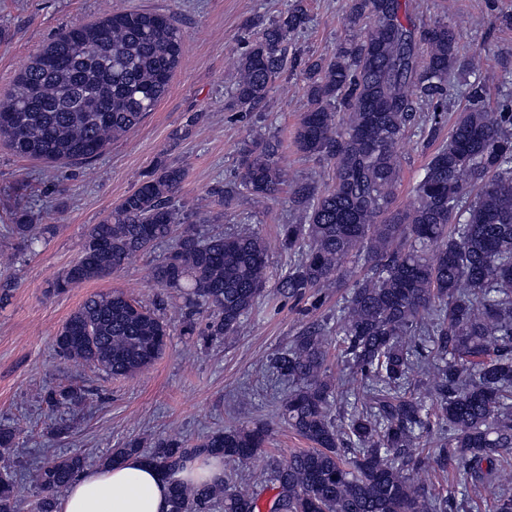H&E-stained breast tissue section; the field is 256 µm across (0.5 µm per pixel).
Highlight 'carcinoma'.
Wrapping results in <instances>:
<instances>
[{"instance_id": "carcinoma-1", "label": "carcinoma", "mask_w": 512, "mask_h": 512, "mask_svg": "<svg viewBox=\"0 0 512 512\" xmlns=\"http://www.w3.org/2000/svg\"><path fill=\"white\" fill-rule=\"evenodd\" d=\"M349 23L361 33L308 69V105L294 136L298 151L334 164L332 184L311 197L297 224H284L281 245L296 255L281 291L301 298L336 288L346 262L367 267L336 314L305 330L268 363L287 389L278 414L312 447L284 463L265 454L262 425L214 431L188 443L159 440L145 455L170 480V512H260L259 490L231 473L213 482L177 478L201 457L241 469L263 460L261 486L274 491L266 512H462L495 487L493 512H512V107H484L470 91L415 187L393 207L399 183L395 149L416 113H439L458 90L455 75L474 70L458 55L444 22L416 27L405 0H350ZM300 0L261 28L240 60L231 105L254 112L288 68V43L305 27ZM184 32L165 14L125 11L72 27L16 77L0 115V141L17 155L73 165L98 157L138 127L168 91L180 65ZM280 144H244L237 191L277 195L284 185ZM184 168L163 164L144 176L117 209L89 228L80 255L53 287L103 279L155 243L175 237L153 279L178 292L187 309L184 334L235 335L264 296L267 246L255 233L200 235L180 220L173 199ZM55 230L24 211L9 225L30 252ZM209 312L197 329L193 316ZM169 336L156 311L124 293L94 292L56 336L66 360L114 378L153 364ZM351 387L337 390L330 337ZM426 385L430 402L416 396ZM56 407L76 406L80 391H53ZM443 433L432 437L434 425ZM17 433L0 428V512H20L9 476ZM429 447L424 454L418 448ZM87 465L55 457L38 466L31 512H56L59 497ZM426 467L453 470L446 489L415 482Z\"/></svg>"}]
</instances>
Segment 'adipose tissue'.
Wrapping results in <instances>:
<instances>
[{
  "mask_svg": "<svg viewBox=\"0 0 512 512\" xmlns=\"http://www.w3.org/2000/svg\"><path fill=\"white\" fill-rule=\"evenodd\" d=\"M169 482L141 457L89 468L72 482L57 512H169Z\"/></svg>",
  "mask_w": 512,
  "mask_h": 512,
  "instance_id": "adipose-tissue-1",
  "label": "adipose tissue"
}]
</instances>
